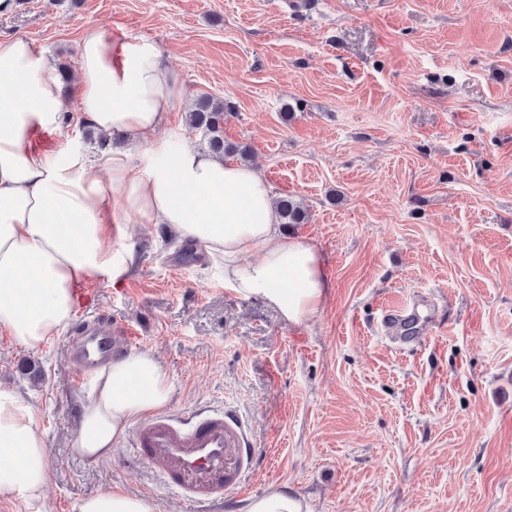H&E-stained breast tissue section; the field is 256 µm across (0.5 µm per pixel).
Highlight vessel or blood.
Wrapping results in <instances>:
<instances>
[{
  "instance_id": "b4317fda",
  "label": "vessel or blood",
  "mask_w": 512,
  "mask_h": 512,
  "mask_svg": "<svg viewBox=\"0 0 512 512\" xmlns=\"http://www.w3.org/2000/svg\"><path fill=\"white\" fill-rule=\"evenodd\" d=\"M130 336L127 327L113 326L111 316L84 315L69 338V357L92 375ZM132 442L163 484L191 503L219 501L240 489L256 452L248 421L226 409L189 419L153 415L134 426Z\"/></svg>"
}]
</instances>
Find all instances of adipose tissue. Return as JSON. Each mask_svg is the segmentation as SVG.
Here are the masks:
<instances>
[{
  "label": "adipose tissue",
  "mask_w": 512,
  "mask_h": 512,
  "mask_svg": "<svg viewBox=\"0 0 512 512\" xmlns=\"http://www.w3.org/2000/svg\"><path fill=\"white\" fill-rule=\"evenodd\" d=\"M79 112L104 134L142 147L141 168L115 154L98 163L64 149L39 150L35 130L59 128L67 103L54 62L24 38L0 47V332L42 348L76 308L77 285H122L134 260L112 227L116 210L162 224L224 262V278L298 324L316 314L330 286L321 252L279 233L270 187L255 168L224 162L165 130L182 94L157 47L129 41L113 49L101 30L80 42ZM260 259H252L255 247ZM171 383L148 351L112 360L95 378L79 414L76 452L111 460L131 418L164 406ZM49 453L33 408L0 386V496L38 498ZM79 512H154L149 498L97 493Z\"/></svg>",
  "instance_id": "adipose-tissue-1"
}]
</instances>
